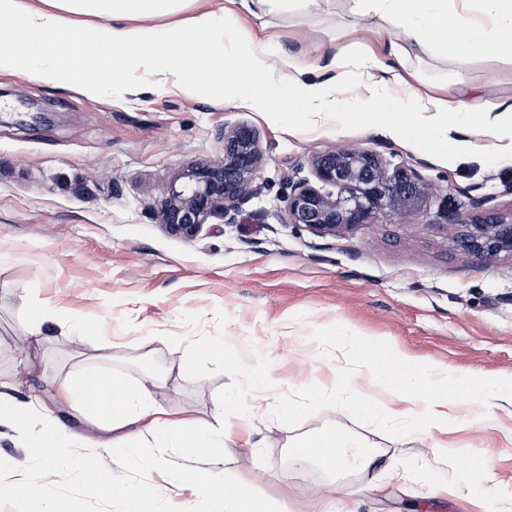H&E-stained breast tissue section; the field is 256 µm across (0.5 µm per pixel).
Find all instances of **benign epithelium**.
<instances>
[{
	"instance_id": "7a95c632",
	"label": "benign epithelium",
	"mask_w": 512,
	"mask_h": 512,
	"mask_svg": "<svg viewBox=\"0 0 512 512\" xmlns=\"http://www.w3.org/2000/svg\"><path fill=\"white\" fill-rule=\"evenodd\" d=\"M217 139L222 157L184 164L152 210L170 236L193 240L212 218L231 224L257 194V175L266 164L258 129L245 121L226 123ZM305 169L310 176H299ZM293 170L285 212L264 211L259 218L265 224L302 226L320 237L341 236L378 217L403 221L418 216L434 195L432 183L416 169L393 165L363 147L314 153L297 161ZM485 204L482 197H471L466 204L447 202L446 228L456 249L480 260L512 257V210L494 211Z\"/></svg>"
}]
</instances>
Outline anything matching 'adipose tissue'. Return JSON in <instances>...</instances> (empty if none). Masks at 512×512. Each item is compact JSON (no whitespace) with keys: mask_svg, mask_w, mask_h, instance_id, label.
Wrapping results in <instances>:
<instances>
[{"mask_svg":"<svg viewBox=\"0 0 512 512\" xmlns=\"http://www.w3.org/2000/svg\"><path fill=\"white\" fill-rule=\"evenodd\" d=\"M74 13L98 17L90 37L68 27L60 15L0 0V16L17 22L0 27V69L61 79L97 92L147 67L178 76L198 96L245 104L285 128L351 122L402 141L449 164L474 149L470 133L486 132L491 158L512 162V103L440 96L402 72L411 51H436L456 69L477 59L512 63V0H480L475 11L462 0H351L360 16H375L387 35L382 51L333 53L308 63L282 53L277 41L205 9L185 22H167L183 0H68ZM154 380L124 384L105 373L67 377L65 400L82 410L105 438L104 448H134L144 418L164 448L193 453L224 445V415L177 424L154 416ZM296 461L341 465L373 455L333 433L306 439Z\"/></svg>","mask_w":512,"mask_h":512,"instance_id":"adipose-tissue-1","label":"adipose tissue"}]
</instances>
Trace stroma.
I'll return each instance as SVG.
<instances>
[{
    "label": "stroma",
    "mask_w": 512,
    "mask_h": 512,
    "mask_svg": "<svg viewBox=\"0 0 512 512\" xmlns=\"http://www.w3.org/2000/svg\"><path fill=\"white\" fill-rule=\"evenodd\" d=\"M350 7L337 0L313 15L294 2L253 25L307 59L357 41L379 48L370 20ZM457 88L470 99L512 97V64L475 61ZM235 121L260 132L258 193L235 223L212 220L193 240L165 234L152 207L182 165L221 157L217 133ZM342 146L416 168L435 188L427 213L336 238L258 220L285 209L295 160ZM511 183L512 163L483 153L448 166L352 123L290 131L140 70L97 95L0 71V393L50 408L89 446L100 433L57 395V382L82 371L156 378L161 417L224 414L223 448L201 449L191 467L231 474L288 512H512L507 402H492L479 424L458 404L447 431L402 439L340 409L293 429L269 415L276 396L334 386L345 356H322L310 332L338 322L445 374L512 379V258H466L439 217L450 198L510 210ZM44 305L62 309L75 333L61 335L51 320L33 330ZM228 345L237 362L189 367ZM231 393L238 405L224 408ZM322 432L360 438L381 483L356 466L295 462L296 446Z\"/></svg>",
    "instance_id": "obj_1"
}]
</instances>
